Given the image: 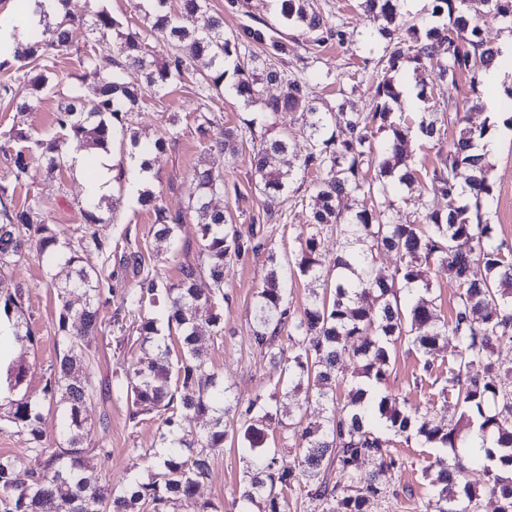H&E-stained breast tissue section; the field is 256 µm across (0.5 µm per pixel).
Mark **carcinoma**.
Wrapping results in <instances>:
<instances>
[{"instance_id": "carcinoma-1", "label": "carcinoma", "mask_w": 512, "mask_h": 512, "mask_svg": "<svg viewBox=\"0 0 512 512\" xmlns=\"http://www.w3.org/2000/svg\"><path fill=\"white\" fill-rule=\"evenodd\" d=\"M56 14L43 16L31 30L27 44L14 56L17 78L30 77L33 87L48 83L56 52L74 47L80 74L69 89L67 103L56 112L55 131L34 136L17 130L10 139L21 143L12 157L15 184L28 177L27 155L38 151L52 169L64 166L70 150L106 149L119 133L143 154L164 150L176 132L163 131L152 143L140 144L128 115L139 111L145 96L158 95L184 73L196 76L198 95L213 99L224 91V78L235 77L229 89L247 105H258L266 114L299 113L312 141L310 152L299 158L290 151L288 136L256 139L254 121L224 128L210 140L209 150L233 156L252 146L254 190L265 197L288 194L297 174H314L312 222L299 237L296 257L288 261L312 284L310 300L301 318L287 308L283 265L269 255L270 268L254 302L253 343L269 359L285 365L282 388L305 389L306 402L323 412L322 421L304 422L305 413L278 420L281 429L300 434L296 445L301 456L289 461L265 448L271 426L273 395L258 394L245 409L236 437L246 462L245 486L240 499L243 512H297L305 500L317 501L321 512H367L370 502L390 493L393 473L401 467L390 449L388 433L405 440L418 438L434 448H448L452 457L440 456L428 474V497L420 512H479L482 497L497 502V512H512V389L503 386L501 366L494 359L502 347L512 348V249L495 243L491 225L485 223L484 207L492 196L490 164L479 152V143L489 127L473 128L466 112L455 108L442 115H422L417 137L439 142L442 126L459 127L456 141L440 157L429 175V189L443 195L466 197L467 202L446 214L429 212L422 224H400L391 204H384L389 187L412 190L418 183L412 163L410 127L397 121L391 104L401 98L396 75L404 63L413 71L426 61L443 62L440 78L470 76V89L478 92L480 76L502 55L499 47L486 43L477 22L493 17L512 26V0H435L433 13L446 23L419 32L416 24L399 10V0H362L361 7L383 18L381 28L388 38L385 55L378 61L381 74L373 85L374 107L361 118L344 112L343 134H327L332 109L309 96L310 79L288 77L267 59L242 50L244 40L224 33L220 18L208 11L207 0H180V9L198 13L200 27H182L169 0H148L140 5L149 23L144 35L113 17L105 7L90 0L87 13L74 16L69 0H57ZM284 27L302 28L314 45L325 35L342 36L340 28L315 11L310 0H280ZM112 32V51L96 49L91 35ZM163 39L168 53L157 60L147 40ZM141 74L142 83L127 81L129 71ZM277 83L282 92L264 94V85ZM385 134L378 147L372 138ZM374 168L367 179L364 166ZM195 195L187 209L203 224V263L180 264L174 283L158 279L146 263L139 245L126 241L127 266L140 277L139 287L123 298L127 312L137 316L142 344L157 350V357L131 364L124 377L105 387L109 399L130 404L132 426L140 416L154 414L163 426L157 458L147 482L129 476L118 483L100 478L90 459L108 457L111 449L88 438L83 411L97 396L93 384L95 350L88 337L105 324L104 288L101 275L80 265L81 255L97 252L112 255V237L99 225L114 220L122 195L81 203L85 231L59 250L64 230L45 223L38 199L11 204L15 189L0 185V308L6 317L23 314L25 291L8 282L5 269L31 252L46 261L49 285L58 286L59 311L55 336V362L41 395H17L29 367L10 364L3 399L9 405L8 422L15 432L27 437L28 451L43 459L39 471L26 467L20 457L0 458V512H180L190 502L199 483L210 475L213 452L224 447V401L230 387L224 385L202 358L198 347L200 317L220 328L216 309L224 301V268L249 253L265 249L254 230L242 232L227 222L221 200L237 187L228 186L224 174L211 168L195 173ZM139 203L151 207L154 238L173 252L178 250L177 228L181 213L157 204L155 192L147 188ZM336 227V254L326 260L321 250L325 227ZM376 251L396 256L391 278L374 274L371 262ZM485 269L484 277L471 275L474 262ZM436 267L458 283L450 321L440 320L436 298L424 268ZM208 272L212 288L197 287ZM411 295L400 304V293ZM163 294L168 300V327L178 331L180 347L175 357L154 318L146 309ZM376 305H365L367 298ZM288 340L283 346L282 339ZM406 340L410 348L430 356L440 342H454L448 359V387L460 404L455 422L443 425L430 410L412 407L389 393L387 377L392 359L391 345ZM351 356L361 363L359 379L348 392V401L335 407L334 385L339 362ZM60 412V427L52 440L41 429L42 410ZM210 416L208 428H186L182 420ZM472 435L495 439V447L481 446L478 452H463ZM371 458L377 469L364 474L358 462ZM484 466L486 480L472 483L467 473Z\"/></svg>"}]
</instances>
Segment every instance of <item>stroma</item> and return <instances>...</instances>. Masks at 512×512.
Returning <instances> with one entry per match:
<instances>
[{"label":"stroma","mask_w":512,"mask_h":512,"mask_svg":"<svg viewBox=\"0 0 512 512\" xmlns=\"http://www.w3.org/2000/svg\"><path fill=\"white\" fill-rule=\"evenodd\" d=\"M213 14L224 21L228 33H241L250 25L266 30L269 36L287 42V57L272 56L275 68L288 75H308L309 92L318 101L329 106H344L346 111L368 114L372 108L371 85L376 78L378 59L388 44L378 32V24L370 20L359 6L360 0H314L315 7L324 16L338 24L342 39H329L323 46L310 45L299 30L281 26L276 10L269 0H209ZM439 61L428 63L424 69L413 70L404 65L407 81L414 89H425L426 98L402 99L395 106L398 119L416 125L422 113L444 112L464 103L479 100V108L467 113L470 126L491 125L490 138L496 151L490 159L489 179L493 196L486 208V216L493 226L496 242L512 247V126L507 117L512 116V71H504L498 92L472 94L467 75H458L455 81L440 80ZM78 63L74 50L58 51L47 88L34 91L27 80L17 78L14 67L0 70V82H10L13 97L0 100V185L14 181L10 155L15 144L8 134L11 129L22 128L42 132L52 126L55 112L63 100L61 79L77 72ZM29 102L30 109L18 113L15 105ZM215 112L219 127H235L244 121L254 120L257 133L272 132L287 135L296 154H306L311 142L296 115L280 112L274 115L261 113L259 108L245 106L234 94L226 92L221 98L208 100L195 92V77L188 74L166 89L162 97L146 101L139 112L133 113L132 124L143 137L156 138L167 126H174L178 136L168 142L164 151L153 156L152 186L161 194V202L171 212L184 209L195 192L194 171L202 165L222 170L227 183L237 184L238 191L224 200V212L232 223L241 228L257 226L266 241L265 252L251 254L229 265L224 273V291L228 295L222 310L223 341L212 339V327L200 322L197 334L199 345L209 366L230 386L233 398L241 405L257 394H276L280 415L296 411L304 401L303 393L282 395L279 379L281 369L270 362L252 341L254 330L253 300L269 268L268 254H275L280 262H287L297 252V236L309 224L311 209L296 205L292 197L266 199L256 195L251 187L250 163L247 156L229 158L208 154V138L199 129L200 112ZM28 178L24 187L18 188L16 202H23L25 195L39 198L47 223L65 228L69 237L81 235L85 224L80 213L82 186L73 168L66 167L48 172L44 158L37 153L28 157ZM282 212L283 223L274 224L265 219L266 211ZM152 211L142 207L137 200L124 198L122 207L113 223L104 225L105 233L113 240H136L143 248L154 273L167 280H176L180 263L199 262L201 226L195 216H187L181 225L178 252L167 250L157 243L152 234ZM84 267L97 270L112 288V303L108 308L114 323L102 328L89 342L96 351L94 379L97 386L123 376L130 357H149L150 346L141 345L134 329L135 318L128 314L122 299L128 290L137 287L138 278L120 262L119 254L106 257L95 252L82 254ZM7 277L11 283L26 291L24 316L35 336L34 343L20 345L17 359L30 367L24 383L29 394H40L45 384L46 369L54 359L57 330V291L50 287L46 267L37 255H29L10 266ZM450 346H443L431 358H424L410 350L406 341L396 342L387 378L392 394L405 398L409 405L430 409L439 420L457 416L454 403L444 401L441 391L448 377ZM130 407L123 401L94 398L85 415L93 441L106 444L111 456L93 458L96 471L112 481H119L129 474L148 479L154 466L153 460L133 461L129 451L142 448L157 451L160 448V422L147 419L138 426L129 423ZM391 449L403 459V466L395 475L397 494L383 502L371 505L370 512H419L418 505L428 491L426 467L437 456L435 448L412 441H395ZM245 463L240 450L232 443H225L216 453L207 480L197 489L196 499L213 503L218 512H237L234 504L244 482Z\"/></svg>","instance_id":"obj_1"}]
</instances>
